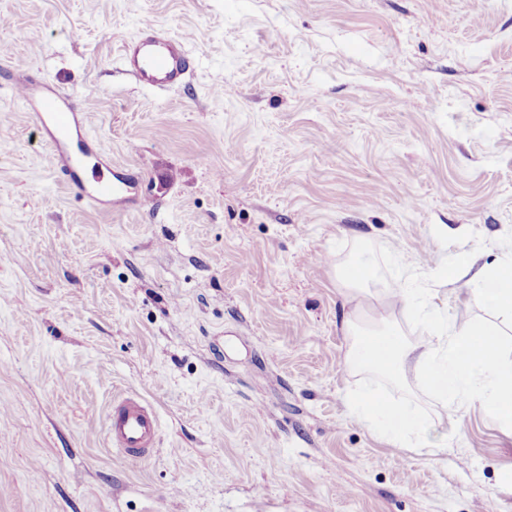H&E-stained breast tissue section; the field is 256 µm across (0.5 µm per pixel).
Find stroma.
<instances>
[{"label":"stroma","instance_id":"1","mask_svg":"<svg viewBox=\"0 0 512 512\" xmlns=\"http://www.w3.org/2000/svg\"><path fill=\"white\" fill-rule=\"evenodd\" d=\"M192 69L138 86L144 23ZM22 64L86 106L129 202L59 181ZM377 266L375 308L493 322L457 253L512 261V0H0V512H512V431L351 371L337 270ZM413 401L428 446L395 449L351 392ZM155 409V452L113 449L115 397Z\"/></svg>","mask_w":512,"mask_h":512}]
</instances>
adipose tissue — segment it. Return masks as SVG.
<instances>
[{
    "label": "adipose tissue",
    "mask_w": 512,
    "mask_h": 512,
    "mask_svg": "<svg viewBox=\"0 0 512 512\" xmlns=\"http://www.w3.org/2000/svg\"><path fill=\"white\" fill-rule=\"evenodd\" d=\"M473 258L459 253L443 269L448 281L471 275L470 297L479 307L512 317V263L498 264L471 273ZM356 340L347 355L352 369H371L394 378L400 365L410 362L422 374L427 387L455 410L478 403L503 428L512 430V359L501 350L500 333L484 322H470L445 335L430 313H423V334L406 341L388 326L356 329ZM358 422L394 448L406 447L423 428L418 407L411 402L391 404L378 390L366 387L350 398Z\"/></svg>",
    "instance_id": "1"
}]
</instances>
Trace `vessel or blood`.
Instances as JSON below:
<instances>
[{
    "label": "vessel or blood",
    "instance_id": "obj_1",
    "mask_svg": "<svg viewBox=\"0 0 512 512\" xmlns=\"http://www.w3.org/2000/svg\"><path fill=\"white\" fill-rule=\"evenodd\" d=\"M187 46L186 38L168 35L147 23L135 41L123 44L119 58L142 87L175 89L184 83L191 69ZM12 91L31 106L50 146L52 167L61 180L97 202L116 199L125 193V183L112 181L106 175H98L90 183L81 177L84 160L91 154L82 142L84 105L26 77L16 79ZM106 432L114 449L137 458L154 447L158 420L139 396L130 395L113 404Z\"/></svg>",
    "mask_w": 512,
    "mask_h": 512
}]
</instances>
